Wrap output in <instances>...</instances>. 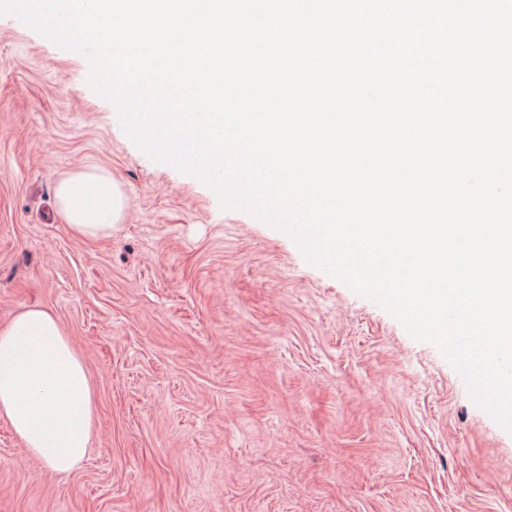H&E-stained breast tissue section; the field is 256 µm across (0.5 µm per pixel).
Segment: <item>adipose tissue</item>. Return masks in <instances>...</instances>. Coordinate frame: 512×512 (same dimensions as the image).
I'll use <instances>...</instances> for the list:
<instances>
[{"label":"adipose tissue","mask_w":512,"mask_h":512,"mask_svg":"<svg viewBox=\"0 0 512 512\" xmlns=\"http://www.w3.org/2000/svg\"><path fill=\"white\" fill-rule=\"evenodd\" d=\"M57 196L73 236L112 233L126 217L111 175L80 172ZM94 392L84 362L51 312L30 308L0 328V418L29 456L66 473L82 461L93 434Z\"/></svg>","instance_id":"1"}]
</instances>
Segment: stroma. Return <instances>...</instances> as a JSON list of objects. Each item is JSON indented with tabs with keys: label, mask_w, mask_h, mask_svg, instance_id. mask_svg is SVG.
Listing matches in <instances>:
<instances>
[{
	"label": "stroma",
	"mask_w": 512,
	"mask_h": 512,
	"mask_svg": "<svg viewBox=\"0 0 512 512\" xmlns=\"http://www.w3.org/2000/svg\"><path fill=\"white\" fill-rule=\"evenodd\" d=\"M89 74L0 16V326L54 312L96 416L68 473L0 420V512H512V432L438 349L152 160ZM79 171L120 186L111 236L57 211Z\"/></svg>",
	"instance_id": "1"
}]
</instances>
